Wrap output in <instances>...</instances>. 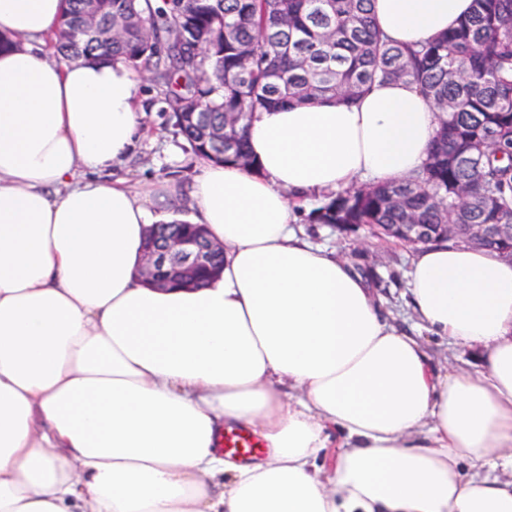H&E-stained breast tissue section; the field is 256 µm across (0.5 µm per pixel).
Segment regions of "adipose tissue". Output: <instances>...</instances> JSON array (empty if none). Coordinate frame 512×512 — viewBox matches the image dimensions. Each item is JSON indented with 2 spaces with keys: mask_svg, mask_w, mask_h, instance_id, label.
Returning <instances> with one entry per match:
<instances>
[{
  "mask_svg": "<svg viewBox=\"0 0 512 512\" xmlns=\"http://www.w3.org/2000/svg\"><path fill=\"white\" fill-rule=\"evenodd\" d=\"M473 0H373L394 43ZM66 0H0V512H512V257L433 242L411 330L298 204L413 178L439 116L408 81L256 113L258 171L205 162L186 195L108 179L140 131L125 60L57 62ZM224 246L199 287L143 281L150 225ZM474 350L436 365L425 336ZM240 426L263 457H221Z\"/></svg>",
  "mask_w": 512,
  "mask_h": 512,
  "instance_id": "obj_1",
  "label": "adipose tissue"
}]
</instances>
